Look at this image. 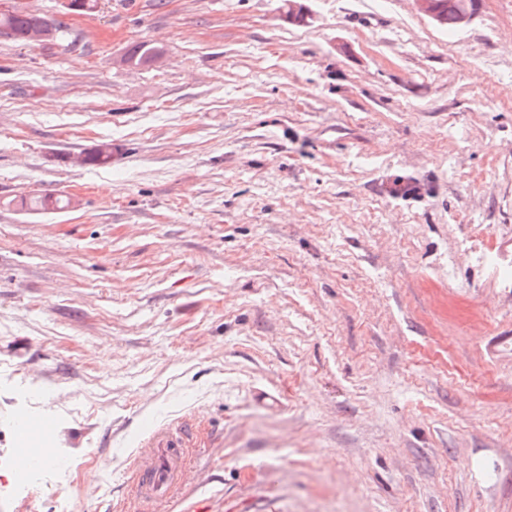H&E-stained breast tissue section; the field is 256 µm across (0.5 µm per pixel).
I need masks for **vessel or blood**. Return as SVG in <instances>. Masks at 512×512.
<instances>
[{
  "label": "vessel or blood",
  "mask_w": 512,
  "mask_h": 512,
  "mask_svg": "<svg viewBox=\"0 0 512 512\" xmlns=\"http://www.w3.org/2000/svg\"><path fill=\"white\" fill-rule=\"evenodd\" d=\"M184 470L183 437L153 431L134 461L131 490L135 499L151 503L171 500Z\"/></svg>",
  "instance_id": "b4317fda"
}]
</instances>
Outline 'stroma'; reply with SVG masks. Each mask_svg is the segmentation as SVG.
Returning a JSON list of instances; mask_svg holds the SVG:
<instances>
[{"instance_id": "stroma-1", "label": "stroma", "mask_w": 512, "mask_h": 512, "mask_svg": "<svg viewBox=\"0 0 512 512\" xmlns=\"http://www.w3.org/2000/svg\"><path fill=\"white\" fill-rule=\"evenodd\" d=\"M139 2L0 35V512H111L184 421L148 512H512V0ZM436 1L441 9V22L439 24L450 31L456 30L458 26L462 28L468 25L475 14L471 8H468L459 12L458 17L456 16L457 8L460 5L474 3V0H413L420 12L439 22V9ZM163 54L161 47L154 46L148 42L135 43L130 46L124 54V58L130 67H144ZM191 429V426H183L178 437L155 430L142 442L141 451L134 461L131 492L135 499L151 503L172 499L185 471L183 437Z\"/></svg>"}]
</instances>
